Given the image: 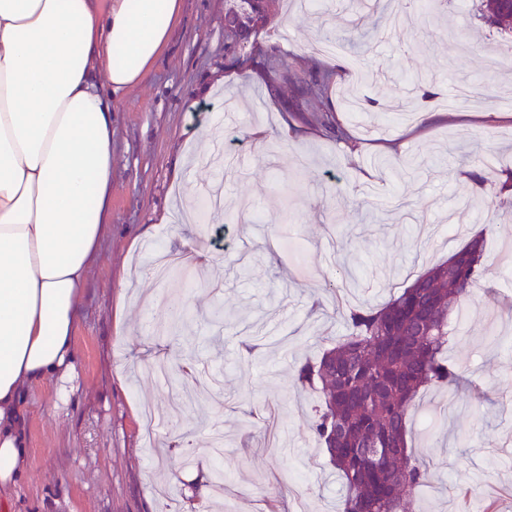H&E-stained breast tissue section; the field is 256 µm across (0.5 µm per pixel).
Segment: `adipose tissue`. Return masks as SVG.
<instances>
[{"label":"adipose tissue","instance_id":"ef3b65f1","mask_svg":"<svg viewBox=\"0 0 512 512\" xmlns=\"http://www.w3.org/2000/svg\"><path fill=\"white\" fill-rule=\"evenodd\" d=\"M181 0H0V489L28 386L74 381L80 291L112 223V136Z\"/></svg>","mask_w":512,"mask_h":512}]
</instances>
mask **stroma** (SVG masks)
<instances>
[{
	"label": "stroma",
	"mask_w": 512,
	"mask_h": 512,
	"mask_svg": "<svg viewBox=\"0 0 512 512\" xmlns=\"http://www.w3.org/2000/svg\"><path fill=\"white\" fill-rule=\"evenodd\" d=\"M277 0L257 35L292 76L343 65L352 137L281 107L293 88L224 78V0H182L167 47L113 130L112 223L79 298L78 376L27 392L28 463L9 512H341L294 380L378 306L484 231L487 271L429 390L412 450L432 474L416 512H512V35L476 0ZM345 44L318 54L323 34ZM291 136H283V129ZM210 140H203V132ZM224 190V247L188 197ZM347 266L350 279L336 269ZM334 290H326V283ZM223 435L222 457L209 452ZM223 465L221 497L208 483Z\"/></svg>",
	"instance_id": "1"
}]
</instances>
